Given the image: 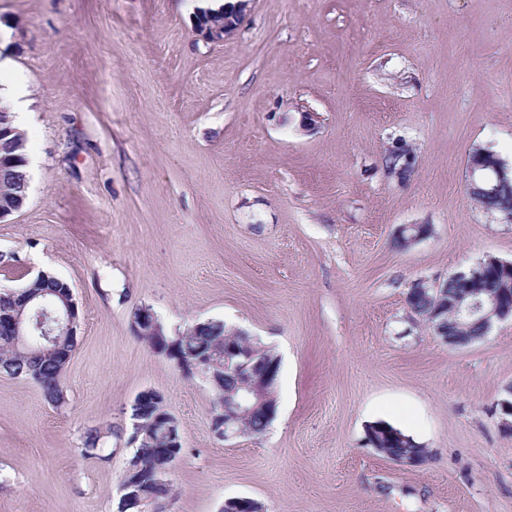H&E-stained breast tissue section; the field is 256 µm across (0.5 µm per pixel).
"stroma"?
Masks as SVG:
<instances>
[{"instance_id": "stroma-1", "label": "stroma", "mask_w": 512, "mask_h": 512, "mask_svg": "<svg viewBox=\"0 0 512 512\" xmlns=\"http://www.w3.org/2000/svg\"><path fill=\"white\" fill-rule=\"evenodd\" d=\"M204 2L0 0L34 161L0 287L46 270L79 313L63 406L0 372V512H117L145 389L185 448L167 512H512V322L454 349L406 304L415 280L512 262V224L465 189L474 148L512 173V0H250L221 43L195 30ZM401 140L404 182L382 166ZM408 224L432 233L401 250ZM142 307L169 336L221 320L275 349L261 438L215 439L207 382L138 339ZM377 421L428 462L367 446Z\"/></svg>"}]
</instances>
